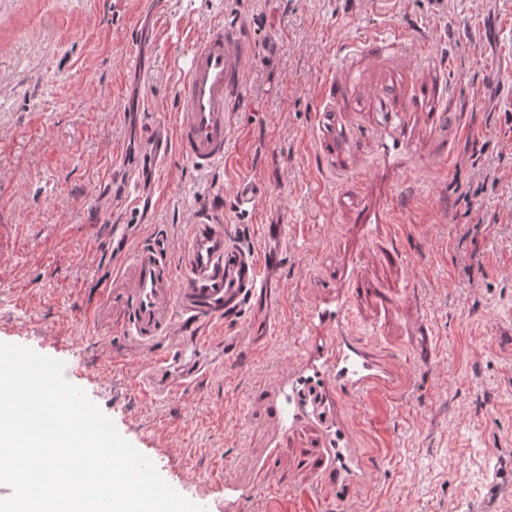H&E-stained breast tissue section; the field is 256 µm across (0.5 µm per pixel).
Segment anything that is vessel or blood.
Here are the masks:
<instances>
[{
  "label": "vessel or blood",
  "mask_w": 512,
  "mask_h": 512,
  "mask_svg": "<svg viewBox=\"0 0 512 512\" xmlns=\"http://www.w3.org/2000/svg\"><path fill=\"white\" fill-rule=\"evenodd\" d=\"M418 41L400 29L365 30L337 47L332 64L320 77L315 98L331 107L344 94L354 75V59L372 62L414 53ZM251 58L242 33L222 23L212 24L195 44L177 85L178 105L173 124L149 125L146 145L153 164H163L178 153L197 170L205 171L226 158L233 114L245 92L246 67ZM353 111L366 112L368 129L375 135L382 156L395 175L407 173L415 159V132L440 128L447 117V102L435 69L412 79L400 98L375 96ZM240 212L255 210L265 194L261 184L247 177L234 185ZM181 284L173 286V273L160 245L140 244L127 269L128 284L117 295H104L95 318L111 316L120 303L127 334L150 357V370L142 386L173 391L194 380L208 366L198 354L197 339L189 330L238 312L261 294L265 286L254 252L237 246L212 213L199 212L191 226L181 259ZM348 303L343 297L314 306L305 319V353L272 395L262 397L266 415L281 434L312 422L325 433L322 461L316 481L337 498H345L360 478L362 463L354 448L345 444L331 410L339 395H357L399 386V368L368 349L350 328ZM175 338L176 344L159 351L158 343ZM277 451L249 466L247 481H225L226 512H239L241 504L263 487Z\"/></svg>",
  "instance_id": "obj_1"
}]
</instances>
